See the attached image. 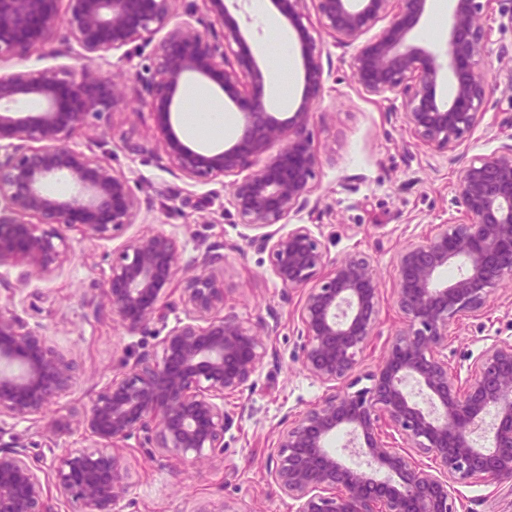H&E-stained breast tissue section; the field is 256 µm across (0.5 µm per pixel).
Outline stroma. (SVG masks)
I'll return each instance as SVG.
<instances>
[{
    "mask_svg": "<svg viewBox=\"0 0 512 512\" xmlns=\"http://www.w3.org/2000/svg\"><path fill=\"white\" fill-rule=\"evenodd\" d=\"M304 23L322 50L328 72L313 106L310 130L319 165L302 221L325 244L330 258L352 253L371 258L381 283L376 334L357 370L366 378L378 365L388 342L402 328L395 303L396 259L409 243L433 232L455 216L459 162L436 152L410 133L401 96L368 94L352 73L354 48L335 43L322 29L312 0ZM262 68H270L286 30L272 4L255 9L243 0L236 14ZM486 47L491 98L478 127L464 144L467 158L490 153L503 133H512V0H494L488 13ZM127 102L111 113L113 167L130 179L141 202L135 224L109 240L88 241L69 235L67 256L51 276L18 285L19 268H0V291L17 286L14 310L39 326L55 350L73 357L76 380L55 410L65 416L87 406L125 361L137 355L161 357L162 335L152 325L131 335L103 304L101 284L112 256L126 241L147 230L174 235L183 265L192 269L206 249L224 256L225 307L248 325L276 324L265 337L267 351L241 396L226 399L231 421L224 431V453L198 463H176L144 439L122 449L129 474L125 512H196L205 502L224 504L227 512H292V501L270 476L278 462L279 432L321 400L325 387L303 366L301 291L281 287L267 250L252 242L239 224L221 180L195 183L176 175L156 148L149 97L131 79ZM134 143L131 153L126 143ZM512 340V282H504L475 314L450 327L448 365L464 378L486 348ZM465 512H512V486L476 481L460 487Z\"/></svg>",
    "mask_w": 512,
    "mask_h": 512,
    "instance_id": "1",
    "label": "stroma"
}]
</instances>
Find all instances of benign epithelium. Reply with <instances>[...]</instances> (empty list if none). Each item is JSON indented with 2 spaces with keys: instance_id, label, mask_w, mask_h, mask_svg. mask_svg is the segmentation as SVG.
I'll return each instance as SVG.
<instances>
[{
  "instance_id": "obj_1",
  "label": "benign epithelium",
  "mask_w": 512,
  "mask_h": 512,
  "mask_svg": "<svg viewBox=\"0 0 512 512\" xmlns=\"http://www.w3.org/2000/svg\"><path fill=\"white\" fill-rule=\"evenodd\" d=\"M307 1L336 42L357 45V83L374 96H402L415 139L461 163L458 217L397 256L403 327L369 375L371 386L360 389L352 376L374 336L380 297L374 265L362 254L330 259L300 223L318 166L312 109L325 83L321 51L302 23ZM184 2L0 0V57L22 60L51 46L63 20L80 61L0 71V268L23 266L17 287L0 300V417L31 422L51 444L66 429L84 434L92 450L61 460L56 490L72 512H122L128 482L118 449L153 432L170 459L224 453V400L243 393L265 354L260 337L276 331L224 311V280L216 273L224 256L208 251L186 281V319L163 337L161 358L143 354L123 364L77 414L44 417L72 388L76 364L14 312L15 291L62 265L70 232L109 240L135 223L140 199L108 151L85 152L71 141L126 99L124 66L150 46L144 81L157 148L188 180L230 178L225 186L238 223L255 231L274 277L284 288L307 289L299 309L302 364L326 390L279 433L271 472L295 512H460L458 487L476 479L511 483L512 341L485 350L463 381L448 373L442 356L451 324L483 309L512 279V133L488 154L468 160L461 151L489 102L484 18L493 0H450L448 36L436 49L412 34L426 0H271L296 34L303 69L300 101L285 119L272 112L264 73L232 14L240 0H205L211 22L202 30L173 23ZM385 15L390 24L361 41ZM217 26L219 36L211 33ZM114 53L108 75L99 61ZM445 77L453 85L448 100L437 97ZM191 81L216 85L240 109L228 147L194 149L175 132V95ZM54 182L68 190L50 191ZM274 224L289 228L268 230ZM450 266L458 274L439 282ZM180 267L174 236L148 231L130 238L112 259L105 305L131 334L166 322ZM341 430L363 462L347 465L329 450ZM41 472L42 459L0 448V512H57Z\"/></svg>"
}]
</instances>
